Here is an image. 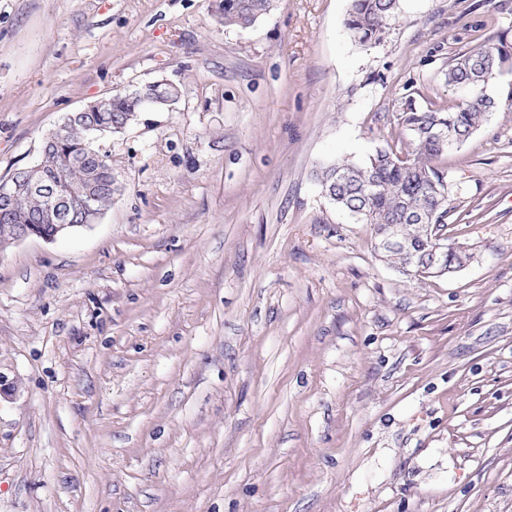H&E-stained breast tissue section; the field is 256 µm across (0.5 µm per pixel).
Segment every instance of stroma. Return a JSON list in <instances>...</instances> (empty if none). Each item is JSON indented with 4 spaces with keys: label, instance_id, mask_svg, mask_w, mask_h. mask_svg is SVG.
I'll return each mask as SVG.
<instances>
[{
    "label": "stroma",
    "instance_id": "stroma-1",
    "mask_svg": "<svg viewBox=\"0 0 512 512\" xmlns=\"http://www.w3.org/2000/svg\"><path fill=\"white\" fill-rule=\"evenodd\" d=\"M0 0V180L89 103L178 90L99 140V220L0 249V512H512V108L444 163L459 271L390 264L316 178L455 106L512 0ZM274 0H224L225 25L249 26L267 14ZM399 0H352L346 27L359 45L381 40L387 22L395 15Z\"/></svg>",
    "mask_w": 512,
    "mask_h": 512
}]
</instances>
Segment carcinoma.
Returning <instances> with one entry per match:
<instances>
[{
  "mask_svg": "<svg viewBox=\"0 0 512 512\" xmlns=\"http://www.w3.org/2000/svg\"><path fill=\"white\" fill-rule=\"evenodd\" d=\"M272 0H224V24L249 26L267 14ZM399 0H352L346 27L359 45L381 40L387 22L395 15ZM512 75V46L499 42L481 46L455 58L446 73L450 86L470 90L467 99L453 108L431 103L418 107L411 99L402 105L401 125L412 138V151L406 155L389 146L375 151L362 163L337 162L320 171L318 181L336 206L356 213L365 224L375 229L398 225V232L409 236L414 226L405 223L408 216L418 214L429 225L431 235L440 236L448 245V264L458 266L471 254L462 244L448 237V217L456 207L448 199V186L434 163L448 157V151L468 139L497 106L496 99L486 94V88ZM173 87H147L124 96L110 97L105 108L98 111L100 123L135 121L138 112L146 108L148 99L169 95ZM444 129L451 138L441 139L436 133ZM86 131L76 123L65 132V138L46 158V168L35 177L72 181L85 173L98 176L101 188L96 198L86 206L106 210L112 205V190L108 172L112 170L110 156L105 152H84ZM46 204L37 197L22 196L5 212H0L1 224H25L40 232L52 230L45 215Z\"/></svg>",
  "mask_w": 512,
  "mask_h": 512,
  "instance_id": "1",
  "label": "carcinoma"
}]
</instances>
